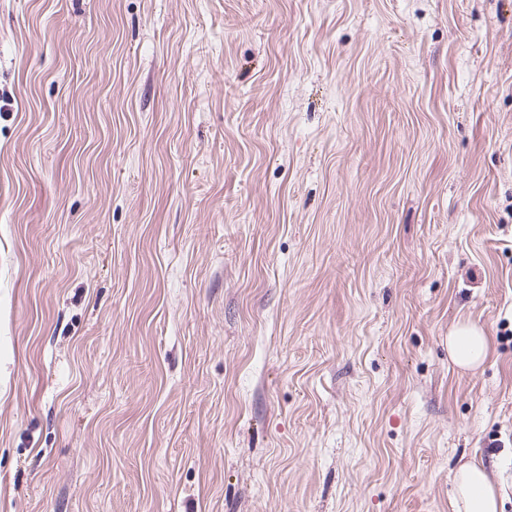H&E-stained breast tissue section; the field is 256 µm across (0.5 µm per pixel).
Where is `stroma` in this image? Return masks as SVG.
<instances>
[{"label":"stroma","instance_id":"obj_1","mask_svg":"<svg viewBox=\"0 0 512 512\" xmlns=\"http://www.w3.org/2000/svg\"><path fill=\"white\" fill-rule=\"evenodd\" d=\"M469 460L512 512V0H0V512H453ZM487 348V336L477 324L462 323L448 335L449 358L461 368H477L486 358Z\"/></svg>","mask_w":512,"mask_h":512}]
</instances>
